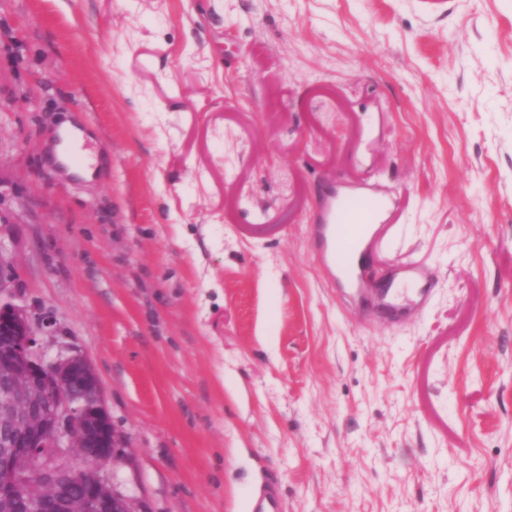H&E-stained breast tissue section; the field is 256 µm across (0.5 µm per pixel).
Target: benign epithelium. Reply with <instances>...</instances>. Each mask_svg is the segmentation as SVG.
Wrapping results in <instances>:
<instances>
[{
	"mask_svg": "<svg viewBox=\"0 0 512 512\" xmlns=\"http://www.w3.org/2000/svg\"><path fill=\"white\" fill-rule=\"evenodd\" d=\"M14 287L0 253V512H137L98 472L123 444L92 363L45 359L37 319L1 300ZM78 461L91 467L80 480Z\"/></svg>",
	"mask_w": 512,
	"mask_h": 512,
	"instance_id": "benign-epithelium-1",
	"label": "benign epithelium"
}]
</instances>
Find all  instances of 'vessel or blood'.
Returning <instances> with one entry per match:
<instances>
[{
  "label": "vessel or blood",
  "instance_id": "1",
  "mask_svg": "<svg viewBox=\"0 0 512 512\" xmlns=\"http://www.w3.org/2000/svg\"><path fill=\"white\" fill-rule=\"evenodd\" d=\"M387 202L366 190L330 189L317 204L313 250L327 282L401 320L412 301H425L435 279L417 268H400L383 280L372 279L369 246L386 221Z\"/></svg>",
  "mask_w": 512,
  "mask_h": 512
}]
</instances>
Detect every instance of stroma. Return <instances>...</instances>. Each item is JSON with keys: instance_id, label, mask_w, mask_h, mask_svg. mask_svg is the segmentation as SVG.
Here are the masks:
<instances>
[{"instance_id": "stroma-1", "label": "stroma", "mask_w": 512, "mask_h": 512, "mask_svg": "<svg viewBox=\"0 0 512 512\" xmlns=\"http://www.w3.org/2000/svg\"><path fill=\"white\" fill-rule=\"evenodd\" d=\"M334 182L408 320L325 284ZM0 253L138 512H512V0H0ZM251 512H280V498L277 486L270 482L259 498L251 502Z\"/></svg>"}]
</instances>
